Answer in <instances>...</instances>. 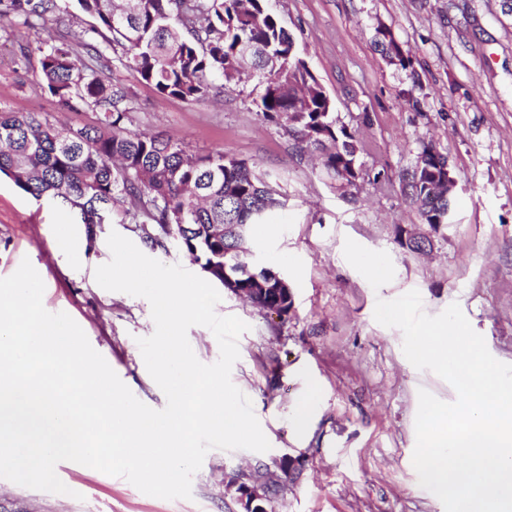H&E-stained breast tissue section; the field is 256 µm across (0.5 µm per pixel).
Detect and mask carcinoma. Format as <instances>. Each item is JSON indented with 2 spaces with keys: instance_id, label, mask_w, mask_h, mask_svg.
Wrapping results in <instances>:
<instances>
[{
  "instance_id": "cac0c4a2",
  "label": "carcinoma",
  "mask_w": 512,
  "mask_h": 512,
  "mask_svg": "<svg viewBox=\"0 0 512 512\" xmlns=\"http://www.w3.org/2000/svg\"><path fill=\"white\" fill-rule=\"evenodd\" d=\"M76 0L96 21L81 49L40 50V79L58 103L88 108L97 124L64 130L41 112L0 111V174L36 199L46 197L78 224H155L226 288L268 287L262 269L229 267L224 252L233 234L214 238L212 224H236L249 238L252 224L286 207L287 199L256 168L222 152L190 155L158 136L129 130L133 111L127 88L112 83V54L163 95L194 104L217 97L240 81L241 46L251 48L249 69L261 83L257 112L288 123L305 147L320 152L324 171L340 178L365 146L337 126L332 99L299 57L293 37L268 0ZM61 12L57 0H0V16L34 28ZM102 41H97V38ZM448 158L426 146L402 177L411 202L432 230L451 220L448 189L431 193L433 172ZM185 228H179V225Z\"/></svg>"
}]
</instances>
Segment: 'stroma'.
<instances>
[{
	"label": "stroma",
	"mask_w": 512,
	"mask_h": 512,
	"mask_svg": "<svg viewBox=\"0 0 512 512\" xmlns=\"http://www.w3.org/2000/svg\"><path fill=\"white\" fill-rule=\"evenodd\" d=\"M272 4L332 98L338 125L366 146L358 187H340L312 154L299 152L287 124L257 114V79L227 88L221 102L187 104L112 65L132 97L131 131L244 160L288 199L250 230L255 259L292 290L288 317L225 288L215 308L249 326L231 379L251 400L270 450L209 451L188 500L149 496L124 478L63 461L56 473L65 495L0 478L9 512H244L237 488L259 480L271 486L268 512H445L412 464L415 417L419 390L445 402L456 391L406 359L402 332L377 323L374 308L414 289L430 315L459 303L490 353L512 364V16L502 0ZM92 23L81 15L68 27L45 20L19 32L13 19L0 18V109L43 112L74 129L94 124V111L66 109L44 93L39 69L41 49L76 44ZM384 28L402 61L383 52ZM428 145L447 156L457 181L453 222L437 233L399 185ZM378 175L392 189L375 184ZM113 231L151 258L201 271L173 240L152 244L157 225L76 224L0 177V278L30 260L45 285V309L69 314L136 398L160 410L166 397L136 343L155 330L151 306L95 279L111 258ZM414 234L429 236L425 250L408 247ZM64 238L69 262L58 253ZM375 262L386 268L385 281L374 279ZM303 403L310 417L298 429ZM286 457L299 462L290 477L280 467Z\"/></svg>",
	"instance_id": "obj_1"
}]
</instances>
